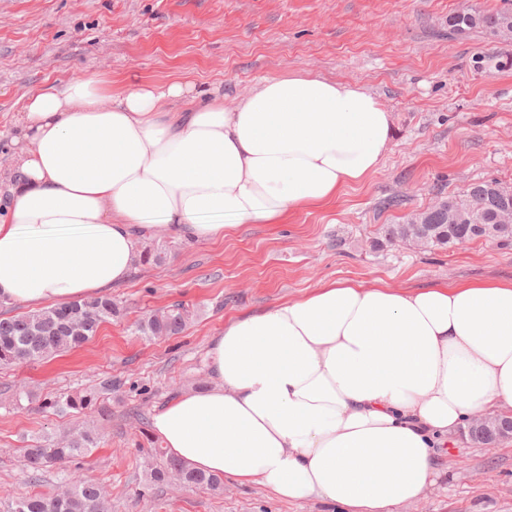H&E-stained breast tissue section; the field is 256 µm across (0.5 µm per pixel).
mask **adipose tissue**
Masks as SVG:
<instances>
[{"mask_svg": "<svg viewBox=\"0 0 512 512\" xmlns=\"http://www.w3.org/2000/svg\"><path fill=\"white\" fill-rule=\"evenodd\" d=\"M392 126L368 88L312 74L230 109L181 81L34 90L0 165V303L102 296L147 238L284 223L375 173ZM208 369L152 417L172 456L283 501L391 512L435 484L439 446L473 416L512 418V280L323 282L226 324Z\"/></svg>", "mask_w": 512, "mask_h": 512, "instance_id": "1", "label": "adipose tissue"}]
</instances>
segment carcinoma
Returning a JSON list of instances; mask_svg holds the SVG:
<instances>
[{
  "mask_svg": "<svg viewBox=\"0 0 512 512\" xmlns=\"http://www.w3.org/2000/svg\"><path fill=\"white\" fill-rule=\"evenodd\" d=\"M480 31L497 38L512 37V10L487 11L479 8L448 15V36H463ZM501 183L496 180L471 182L463 194L441 198L442 204L414 214L398 224H386L382 233L386 241L396 242L407 235L408 227L420 224L427 232V245L453 247L482 239L501 246L512 245V225L497 223V214L512 197L499 192ZM140 259L156 265L167 259L166 245L153 243L144 248ZM122 315L121 307L112 296L83 300L65 306L50 307L21 316L0 318V366L31 364L53 355L76 350L85 345L101 324ZM192 319L184 306L174 304L151 312L140 321L136 330L143 336L163 338L179 334ZM116 383L108 378L99 386L83 393L63 397H49L39 401L40 409L57 415L75 418L87 410L100 417L110 416L104 396L112 394ZM151 448L147 463L146 487L160 486L170 481L174 474L187 486L219 491L222 478L196 471L184 462L169 455L155 438L141 431ZM498 432L479 428L474 421L468 423L470 440L488 446ZM100 442L94 427L76 426L61 438L40 436L23 449V467L33 483L43 473L60 468L62 490L19 496L10 504L11 512H111L112 504L102 490L92 481L76 477L64 465L93 451Z\"/></svg>",
  "mask_w": 512,
  "mask_h": 512,
  "instance_id": "carcinoma-1",
  "label": "carcinoma"
}]
</instances>
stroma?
I'll list each match as a JSON object with an SVG mask.
<instances>
[{
    "label": "stroma",
    "instance_id": "35a3bbf8",
    "mask_svg": "<svg viewBox=\"0 0 512 512\" xmlns=\"http://www.w3.org/2000/svg\"><path fill=\"white\" fill-rule=\"evenodd\" d=\"M512 0H0V162L28 92L85 73L113 92L138 82L186 79L222 87L225 104L260 80L312 73L363 85L394 117L381 167L336 199L284 224H244L219 242L169 239L162 265L137 266L112 289L127 309L84 347L34 365L0 368V512L15 497L53 491L57 472L32 485L27 440L74 420L17 404L119 381L101 445L68 463L99 485L112 512H338L317 499L288 503L259 486L225 480L219 493L173 484L144 490L142 424L173 394L209 385L213 336L231 320L295 299L320 282L382 281L405 289L512 279V247L474 241L413 249L384 242L382 227L460 194L477 179L512 187V39L449 37L448 16ZM399 197L401 206L383 202ZM183 304L180 335L148 339L133 324ZM438 482L396 512H512V439L486 448L458 430L439 450Z\"/></svg>",
    "mask_w": 512,
    "mask_h": 512
}]
</instances>
